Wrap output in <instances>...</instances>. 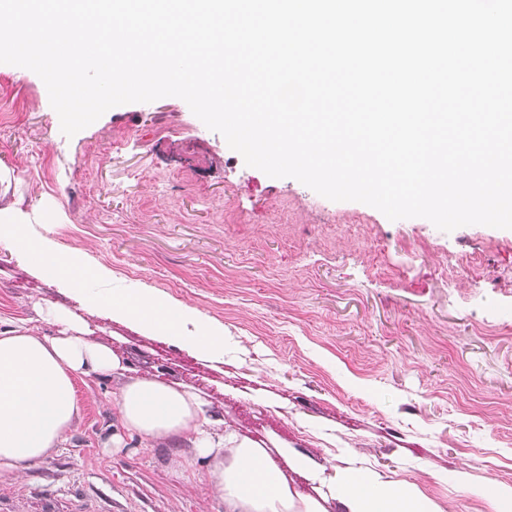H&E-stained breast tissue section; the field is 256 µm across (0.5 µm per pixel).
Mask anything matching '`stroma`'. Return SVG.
Returning <instances> with one entry per match:
<instances>
[{
	"label": "stroma",
	"mask_w": 512,
	"mask_h": 512,
	"mask_svg": "<svg viewBox=\"0 0 512 512\" xmlns=\"http://www.w3.org/2000/svg\"><path fill=\"white\" fill-rule=\"evenodd\" d=\"M0 169L24 210L50 218L30 225L34 239L98 270L88 293L180 302L222 326L224 355L103 313L1 238L0 319L51 336L34 303L71 309L134 374L200 390L327 512H343L328 478L350 468L407 483L440 512H493L483 483L512 487V230L446 233L269 177L173 96L113 107L69 137L41 78L9 64ZM114 387L77 380L67 441L0 478L13 512H224L198 477L206 460L179 477L167 449L106 450Z\"/></svg>",
	"instance_id": "obj_1"
}]
</instances>
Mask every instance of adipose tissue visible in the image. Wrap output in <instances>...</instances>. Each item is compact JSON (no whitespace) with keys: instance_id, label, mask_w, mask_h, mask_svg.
Listing matches in <instances>:
<instances>
[{"instance_id":"adipose-tissue-1","label":"adipose tissue","mask_w":512,"mask_h":512,"mask_svg":"<svg viewBox=\"0 0 512 512\" xmlns=\"http://www.w3.org/2000/svg\"><path fill=\"white\" fill-rule=\"evenodd\" d=\"M34 221L19 197L0 189V238L11 241L43 275L83 294L92 270L79 259H60L52 247L36 242L28 231ZM91 303L202 354H224L222 327L196 320L192 309L150 291L95 296ZM34 309L40 320L55 326V335H38L23 320L0 330L1 476H15L66 441L80 413L75 381L97 373L120 380L112 398L123 431L113 434V448L125 447L129 435L139 436L145 448L191 443L197 456L210 462L204 478L223 500L224 512H326L321 501L291 487L266 448L226 428L222 418L208 415L200 392L148 375H131L110 347L86 338L83 324L66 307L45 301ZM191 319L196 320L197 331L188 336L184 327ZM329 491L345 512H438L432 500L405 484L364 469L334 474Z\"/></svg>"}]
</instances>
